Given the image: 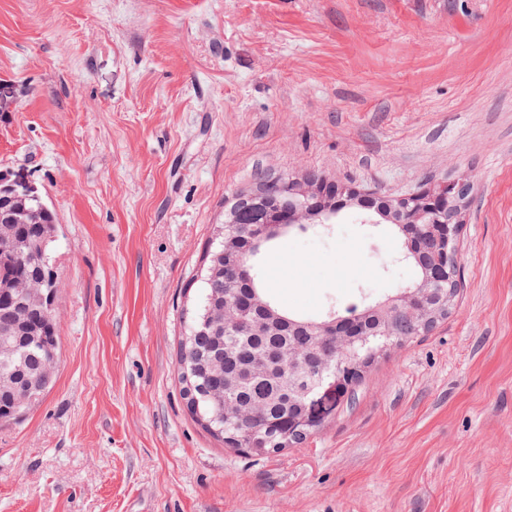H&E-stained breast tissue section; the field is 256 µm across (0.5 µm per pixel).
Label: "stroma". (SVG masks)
I'll list each match as a JSON object with an SVG mask.
<instances>
[{
  "label": "stroma",
  "mask_w": 512,
  "mask_h": 512,
  "mask_svg": "<svg viewBox=\"0 0 512 512\" xmlns=\"http://www.w3.org/2000/svg\"><path fill=\"white\" fill-rule=\"evenodd\" d=\"M0 170L56 216L60 356L0 423V512H512V0H0ZM317 170L391 193L467 176L464 286L301 444L225 447L179 341L240 190ZM261 278L318 316L409 284L357 215ZM16 173L17 177L11 180L12 175ZM10 181V187L13 190L20 191L30 196L38 205L39 209H46V204L38 194V187L30 179L29 175L14 172L12 169L0 171V182Z\"/></svg>",
  "instance_id": "stroma-1"
}]
</instances>
